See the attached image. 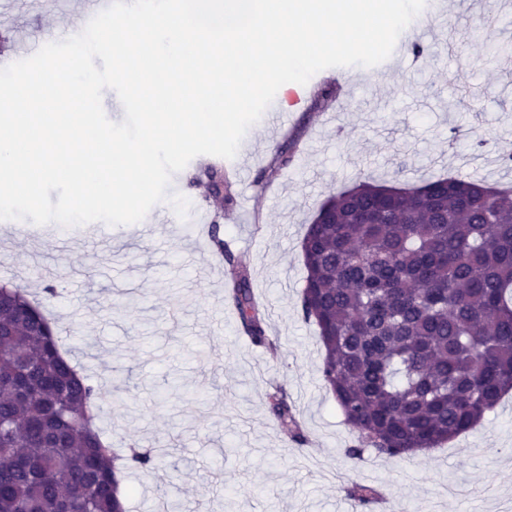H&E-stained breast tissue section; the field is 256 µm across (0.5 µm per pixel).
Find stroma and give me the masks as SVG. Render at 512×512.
Here are the masks:
<instances>
[{
	"instance_id": "1",
	"label": "stroma",
	"mask_w": 512,
	"mask_h": 512,
	"mask_svg": "<svg viewBox=\"0 0 512 512\" xmlns=\"http://www.w3.org/2000/svg\"><path fill=\"white\" fill-rule=\"evenodd\" d=\"M444 9L428 54L408 55L379 81L350 78L340 94L335 78L312 76L287 126L260 121L243 138L255 165L233 181L221 236L267 307L277 354L238 332L225 265L196 228L218 208L190 187L194 165L170 186L193 202L186 218L162 202L144 222L99 224L93 239L70 227L44 235L28 220L0 233V282L24 286L51 315L72 361L102 392L100 423L113 447L158 459L157 470L126 472L129 512H157L168 498L181 512H338L353 483L382 487L409 512H512V393L443 447L408 458L369 450L353 465L345 450L355 435L323 385L318 328L301 311V242L329 194L367 174L512 187V167L482 166L484 156L512 151V67L475 54L485 12L496 19L492 37L512 36V0L460 8L445 0ZM3 30L14 41L7 59H25L52 36L82 32L81 0L39 12L14 0L0 13ZM481 137L486 147H476ZM166 377L182 388L161 405L153 385ZM278 389L302 437L270 413L267 396Z\"/></svg>"
}]
</instances>
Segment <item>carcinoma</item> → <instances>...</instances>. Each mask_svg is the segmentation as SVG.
Instances as JSON below:
<instances>
[{"instance_id":"obj_1","label":"carcinoma","mask_w":512,"mask_h":512,"mask_svg":"<svg viewBox=\"0 0 512 512\" xmlns=\"http://www.w3.org/2000/svg\"><path fill=\"white\" fill-rule=\"evenodd\" d=\"M191 186L233 204L224 168ZM228 264V295L242 331L277 352L249 273ZM304 319L324 348L321 377L356 433L347 449L404 458L474 428L512 390V191L463 176L422 185L366 177L319 205L301 244ZM101 393L63 356L40 307L18 286L0 292V512H127L116 472L151 469L124 459L97 419ZM269 408L298 438L283 392ZM352 500L378 490L354 483Z\"/></svg>"}]
</instances>
